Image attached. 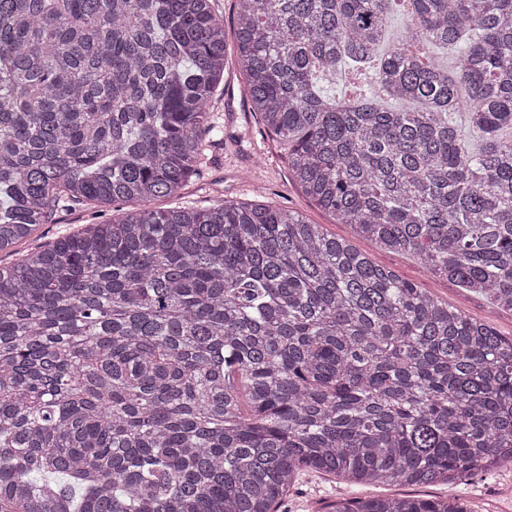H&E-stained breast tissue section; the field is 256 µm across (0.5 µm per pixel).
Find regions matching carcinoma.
Listing matches in <instances>:
<instances>
[{
    "label": "carcinoma",
    "mask_w": 512,
    "mask_h": 512,
    "mask_svg": "<svg viewBox=\"0 0 512 512\" xmlns=\"http://www.w3.org/2000/svg\"><path fill=\"white\" fill-rule=\"evenodd\" d=\"M213 2L0 0V240L134 204L0 263V512H280L304 471L450 485L512 460V338L296 212L150 207L221 132ZM392 4L236 0L251 107L337 223L512 311V0H409L347 104L324 85ZM461 40L451 78L428 50ZM129 205L114 204V205H101L95 209H84L76 207L72 210H60L53 217L54 224H48L41 230V238L34 242H28L18 247L17 253L13 255L2 254L3 263L16 262L22 258V255L29 251L31 248L40 246L51 242L55 237L73 232L77 230L82 224H92L94 222L111 220L112 218H119L122 214L129 209ZM50 227V232L46 234L47 228Z\"/></svg>",
    "instance_id": "1"
}]
</instances>
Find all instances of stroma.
Here are the masks:
<instances>
[{
    "mask_svg": "<svg viewBox=\"0 0 512 512\" xmlns=\"http://www.w3.org/2000/svg\"><path fill=\"white\" fill-rule=\"evenodd\" d=\"M215 122L223 124L224 138L210 147L199 177L193 178L179 196L154 201L166 210L175 206L207 208L216 200L252 202L298 212L308 222L322 225L336 238L345 239L375 264L394 270L403 280L415 283L439 300L448 302L471 318L488 322L501 336L512 338V311L495 307L481 295L459 287L455 282L426 272L414 259L381 249L371 240L357 236L346 224L321 209L292 179L279 145L253 112L246 95V77L235 55H228L224 90L210 104ZM122 204L101 205L94 209L75 208L56 213L41 243L77 230L81 225L122 216ZM337 481L331 476L305 474L302 483L288 497V512H322L326 498L335 495ZM427 497L454 493L479 505L482 512H512V463H499L487 474L475 476L454 486H376L365 488L368 496L406 495Z\"/></svg>",
    "mask_w": 512,
    "mask_h": 512,
    "instance_id": "obj_1",
    "label": "stroma"
}]
</instances>
